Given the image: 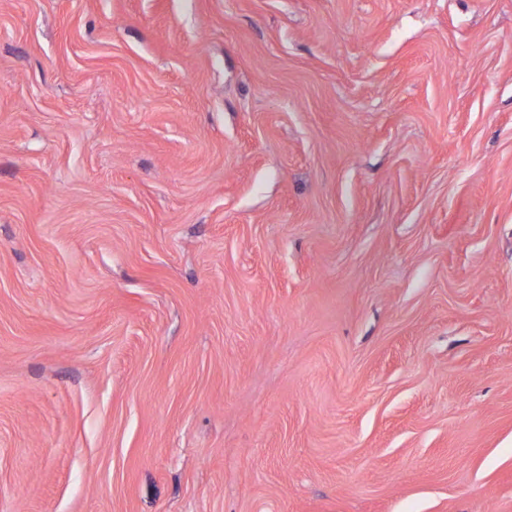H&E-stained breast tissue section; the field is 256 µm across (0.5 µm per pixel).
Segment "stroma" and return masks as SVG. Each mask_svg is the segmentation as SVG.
<instances>
[{"mask_svg":"<svg viewBox=\"0 0 512 512\" xmlns=\"http://www.w3.org/2000/svg\"><path fill=\"white\" fill-rule=\"evenodd\" d=\"M0 512H512V0H0Z\"/></svg>","mask_w":512,"mask_h":512,"instance_id":"stroma-1","label":"stroma"}]
</instances>
